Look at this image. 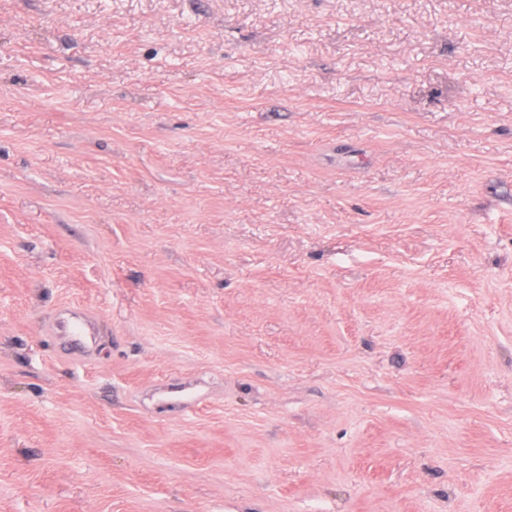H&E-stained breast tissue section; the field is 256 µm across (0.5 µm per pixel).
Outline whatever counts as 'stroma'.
Segmentation results:
<instances>
[{
  "label": "stroma",
  "mask_w": 512,
  "mask_h": 512,
  "mask_svg": "<svg viewBox=\"0 0 512 512\" xmlns=\"http://www.w3.org/2000/svg\"><path fill=\"white\" fill-rule=\"evenodd\" d=\"M0 512H512V0H0Z\"/></svg>",
  "instance_id": "1"
}]
</instances>
